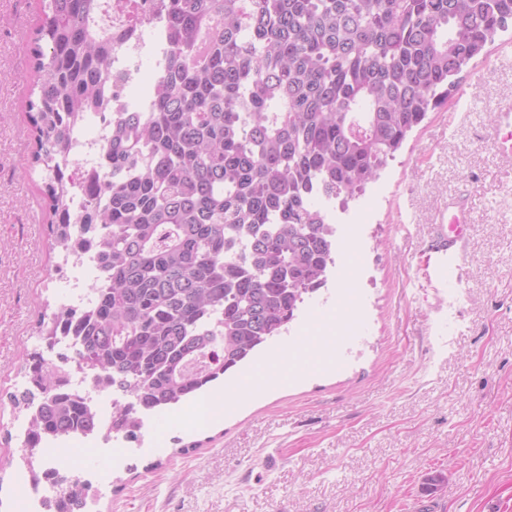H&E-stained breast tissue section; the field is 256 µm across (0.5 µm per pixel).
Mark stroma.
Returning a JSON list of instances; mask_svg holds the SVG:
<instances>
[{"mask_svg":"<svg viewBox=\"0 0 512 512\" xmlns=\"http://www.w3.org/2000/svg\"><path fill=\"white\" fill-rule=\"evenodd\" d=\"M41 17V0H0V512H27L10 395L25 386L44 301L59 300L43 173L31 164ZM502 100L512 101L508 31L362 195L327 203L336 267L289 333L241 367L252 394L228 374L196 427L181 408L153 414L118 454L75 441L90 468L112 472L87 512H512V163L481 138ZM457 194L470 203L462 277L435 288L433 221ZM272 354L298 366L280 387L266 378ZM436 472L448 481L427 490Z\"/></svg>","mask_w":512,"mask_h":512,"instance_id":"1","label":"stroma"}]
</instances>
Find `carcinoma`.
<instances>
[{
	"instance_id": "1",
	"label": "carcinoma",
	"mask_w": 512,
	"mask_h": 512,
	"mask_svg": "<svg viewBox=\"0 0 512 512\" xmlns=\"http://www.w3.org/2000/svg\"><path fill=\"white\" fill-rule=\"evenodd\" d=\"M159 59L146 105L101 133L100 173L72 212L70 159L112 106V0H43L31 48L32 164L43 167L52 244L97 246L94 299L38 321L41 347L10 395L27 412L22 467L46 446L101 432L74 375H104L112 432L189 400L289 330L336 265L342 207L448 100L452 78L512 28V0H158ZM74 334V355L45 356ZM79 493L46 500L81 512Z\"/></svg>"
}]
</instances>
